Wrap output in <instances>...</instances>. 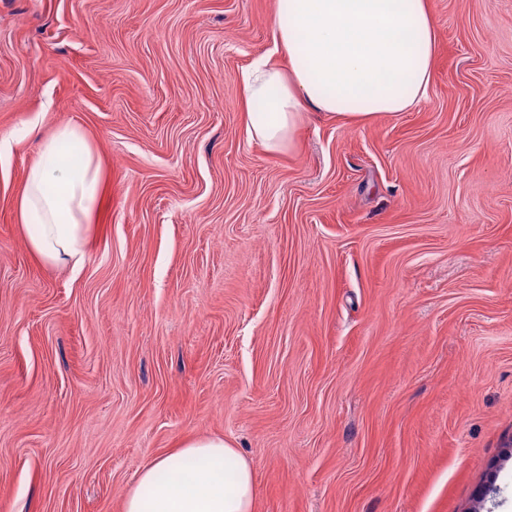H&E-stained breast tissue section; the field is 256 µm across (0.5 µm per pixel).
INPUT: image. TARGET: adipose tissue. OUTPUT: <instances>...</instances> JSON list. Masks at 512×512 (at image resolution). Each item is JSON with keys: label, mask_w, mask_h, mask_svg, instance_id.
<instances>
[{"label": "adipose tissue", "mask_w": 512, "mask_h": 512, "mask_svg": "<svg viewBox=\"0 0 512 512\" xmlns=\"http://www.w3.org/2000/svg\"><path fill=\"white\" fill-rule=\"evenodd\" d=\"M271 38L272 54L238 75L245 132L271 153L293 147L304 113L363 123L415 107L433 81L437 37L426 0H276ZM69 146L79 147L77 160L60 162ZM100 189L101 165L84 134L58 126L16 202L37 258L82 267ZM255 497L248 460L223 438H194L139 473L123 512H254Z\"/></svg>", "instance_id": "obj_1"}]
</instances>
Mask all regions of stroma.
I'll return each mask as SVG.
<instances>
[{"instance_id":"35a3bbf8","label":"stroma","mask_w":512,"mask_h":512,"mask_svg":"<svg viewBox=\"0 0 512 512\" xmlns=\"http://www.w3.org/2000/svg\"><path fill=\"white\" fill-rule=\"evenodd\" d=\"M410 111L245 134L275 0H0V512H122L220 436L254 512H512V0H428ZM79 126L80 271L15 203Z\"/></svg>"}]
</instances>
